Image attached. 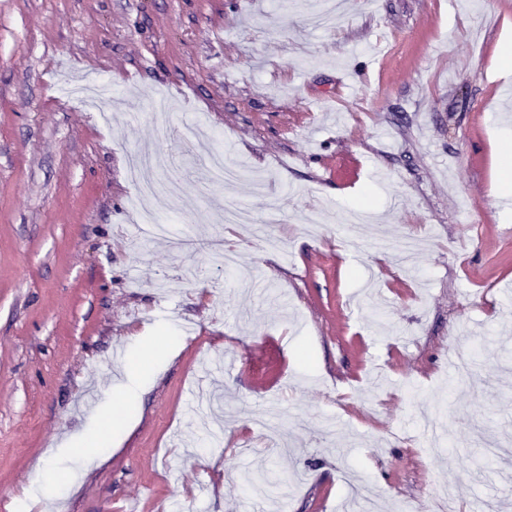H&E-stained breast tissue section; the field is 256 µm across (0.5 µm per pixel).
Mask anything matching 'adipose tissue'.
<instances>
[{"instance_id":"adipose-tissue-1","label":"adipose tissue","mask_w":512,"mask_h":512,"mask_svg":"<svg viewBox=\"0 0 512 512\" xmlns=\"http://www.w3.org/2000/svg\"><path fill=\"white\" fill-rule=\"evenodd\" d=\"M170 349L169 337H155L152 345L147 346L142 336L131 334L124 366L125 382L115 390L110 405L103 412L100 429L69 437L65 442L66 447L81 455L85 461L100 459L133 416L139 391L151 380L160 360L169 354Z\"/></svg>"}]
</instances>
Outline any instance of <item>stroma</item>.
<instances>
[{
    "instance_id": "obj_1",
    "label": "stroma",
    "mask_w": 512,
    "mask_h": 512,
    "mask_svg": "<svg viewBox=\"0 0 512 512\" xmlns=\"http://www.w3.org/2000/svg\"><path fill=\"white\" fill-rule=\"evenodd\" d=\"M0 0V512H512V0ZM179 189L142 240L154 122ZM221 149L241 177L213 190ZM371 211L345 221L362 198ZM280 223H224L225 199ZM238 265H208L209 243ZM174 348L94 465L126 336Z\"/></svg>"
}]
</instances>
